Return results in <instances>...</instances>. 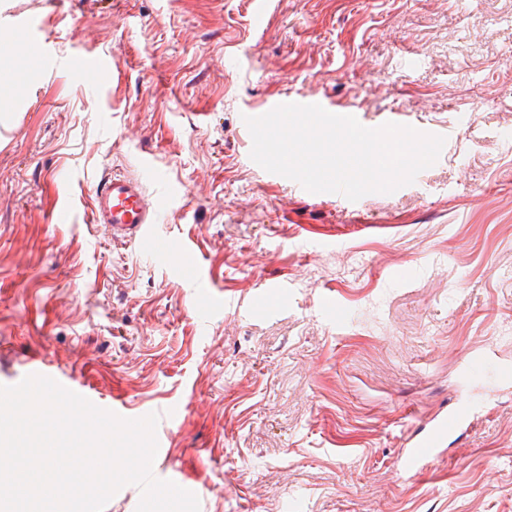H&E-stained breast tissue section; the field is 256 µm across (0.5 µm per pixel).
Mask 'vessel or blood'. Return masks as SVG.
Instances as JSON below:
<instances>
[{"mask_svg": "<svg viewBox=\"0 0 512 512\" xmlns=\"http://www.w3.org/2000/svg\"><path fill=\"white\" fill-rule=\"evenodd\" d=\"M67 69L76 75L106 74L112 61L103 55L78 54L66 63ZM157 207L147 195L143 184L134 178L111 175L103 179L94 189L93 221L109 229L113 238H134L148 242L150 251L162 252L167 242L155 236L153 224ZM494 370L501 381L512 380V364L496 359L494 349H487L469 357L465 370L471 375H481ZM467 413L461 402L449 405L442 414L416 437L405 444L402 472L415 475L437 456L439 448L448 436L455 433L466 421Z\"/></svg>", "mask_w": 512, "mask_h": 512, "instance_id": "obj_1", "label": "vessel or blood"}]
</instances>
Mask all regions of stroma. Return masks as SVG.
<instances>
[{"label":"stroma","instance_id":"stroma-1","mask_svg":"<svg viewBox=\"0 0 512 512\" xmlns=\"http://www.w3.org/2000/svg\"><path fill=\"white\" fill-rule=\"evenodd\" d=\"M0 31V384L36 359L126 412L177 407L153 472L200 512H512V384L462 373L488 347L512 362V0H0ZM87 51L109 76L62 67ZM312 92L446 148L355 209L301 193L243 116ZM115 172L172 249L93 223ZM468 394L403 474L405 438ZM466 419V409L461 402L456 401L449 405L418 436L405 443L402 473L416 475L421 472L429 462L436 459L438 449Z\"/></svg>","mask_w":512,"mask_h":512}]
</instances>
